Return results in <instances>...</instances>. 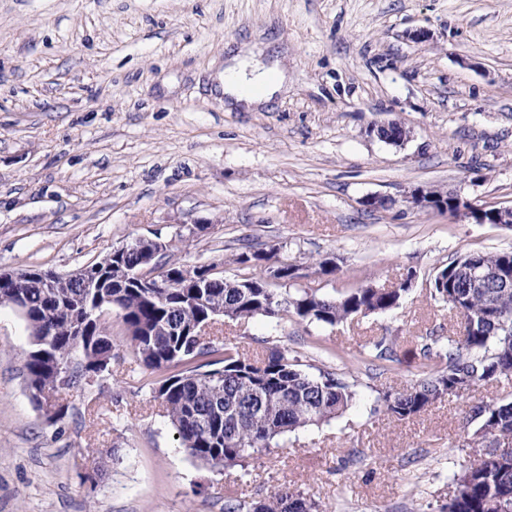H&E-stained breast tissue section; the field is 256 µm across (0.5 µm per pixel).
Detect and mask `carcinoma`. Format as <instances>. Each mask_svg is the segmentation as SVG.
<instances>
[{
  "mask_svg": "<svg viewBox=\"0 0 512 512\" xmlns=\"http://www.w3.org/2000/svg\"><path fill=\"white\" fill-rule=\"evenodd\" d=\"M272 251L240 248L233 263L249 274L219 278L208 288L178 278L183 264L172 255L164 265L175 275L163 288L134 284L129 273L141 268L135 243L109 260L104 288H84L77 278L53 277L52 284L30 279L24 288L0 285V305L22 309L31 350L24 368L32 397L59 393L56 363L79 357L69 385L85 382L86 371L112 356L111 325L102 315L113 307L123 313L134 356L151 372H169L157 381L156 398L189 455L213 468L246 466L278 447L280 438L320 426L341 415L355 397L348 382L327 369L311 373L288 350L273 349L262 361L244 356L230 342H201L194 332L217 312L229 318L264 316L280 324L288 319L334 326L352 316L396 308L407 289L366 285L330 295L302 288L279 299L262 283L261 261ZM484 282L473 285L472 267ZM432 297L460 318L456 338L432 339L425 353L433 364L409 388L384 397L388 415L406 420L435 402L457 397L481 382L512 378V251L474 252L454 259L431 281ZM479 419L491 441L512 442V402L479 403L467 420ZM455 486L444 512H512V461L497 464L468 457L448 475ZM311 495L280 487L269 498H224V512H319Z\"/></svg>",
  "mask_w": 512,
  "mask_h": 512,
  "instance_id": "1",
  "label": "carcinoma"
}]
</instances>
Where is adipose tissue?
<instances>
[{
	"label": "adipose tissue",
	"mask_w": 512,
	"mask_h": 512,
	"mask_svg": "<svg viewBox=\"0 0 512 512\" xmlns=\"http://www.w3.org/2000/svg\"><path fill=\"white\" fill-rule=\"evenodd\" d=\"M283 82L282 71L251 58H233L224 69V93L229 103L248 109L269 103Z\"/></svg>",
	"instance_id": "obj_1"
}]
</instances>
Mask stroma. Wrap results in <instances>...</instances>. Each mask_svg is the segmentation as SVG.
I'll use <instances>...</instances> for the list:
<instances>
[{"label": "stroma", "mask_w": 512, "mask_h": 512, "mask_svg": "<svg viewBox=\"0 0 512 512\" xmlns=\"http://www.w3.org/2000/svg\"><path fill=\"white\" fill-rule=\"evenodd\" d=\"M416 29L429 41H411ZM239 49L286 74L252 110L224 105ZM391 122L403 146L376 135ZM414 187L512 204V0H0V272L69 274L157 236L228 277L241 242L276 250L305 272L277 285L283 298L415 275L398 308L333 327L217 322L243 353L288 349L356 391L340 417L245 468L181 447L117 309L108 371L62 391L67 412L48 421L26 388L27 323L0 306V512H224L228 492L286 484L323 512H440L449 462L473 439L469 408L511 401L512 379L402 421L381 398L424 377L431 337L459 330L430 294L436 271L512 250V227L408 208ZM325 257L334 274H316ZM379 340L391 360L370 356Z\"/></svg>", "instance_id": "stroma-1"}]
</instances>
